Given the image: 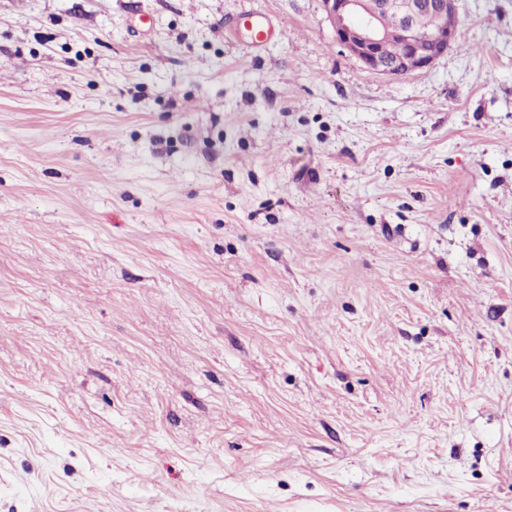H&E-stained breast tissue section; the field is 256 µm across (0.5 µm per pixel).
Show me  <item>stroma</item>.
Masks as SVG:
<instances>
[{
  "label": "stroma",
  "instance_id": "1",
  "mask_svg": "<svg viewBox=\"0 0 512 512\" xmlns=\"http://www.w3.org/2000/svg\"><path fill=\"white\" fill-rule=\"evenodd\" d=\"M457 20L392 78L321 0H0V512H512V0ZM224 27L243 32L250 47L260 49L274 39L281 31L277 20L262 12H250L224 19Z\"/></svg>",
  "mask_w": 512,
  "mask_h": 512
}]
</instances>
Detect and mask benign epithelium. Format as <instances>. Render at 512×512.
<instances>
[{
    "label": "benign epithelium",
    "mask_w": 512,
    "mask_h": 512,
    "mask_svg": "<svg viewBox=\"0 0 512 512\" xmlns=\"http://www.w3.org/2000/svg\"><path fill=\"white\" fill-rule=\"evenodd\" d=\"M458 0H322L336 43L370 73L399 77L429 69L448 53L456 40L454 29L422 28L417 18L423 13L444 19L457 11ZM399 18L400 51L394 57L382 54L390 36L387 20Z\"/></svg>",
    "instance_id": "obj_1"
}]
</instances>
